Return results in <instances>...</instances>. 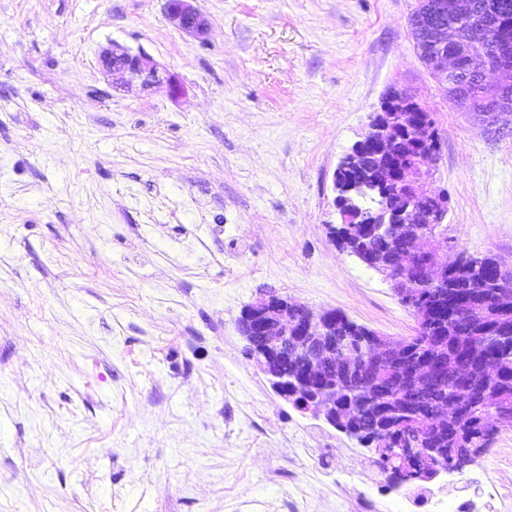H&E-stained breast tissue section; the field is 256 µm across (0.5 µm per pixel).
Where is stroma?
I'll return each instance as SVG.
<instances>
[{"label": "stroma", "mask_w": 512, "mask_h": 512, "mask_svg": "<svg viewBox=\"0 0 512 512\" xmlns=\"http://www.w3.org/2000/svg\"><path fill=\"white\" fill-rule=\"evenodd\" d=\"M418 0H0V512H512V428L424 499L271 388L237 320L260 292L415 335L340 251L333 179L390 88L434 120L439 262L512 267V136L421 62ZM143 52L180 94L112 81ZM196 0H168V19L187 36L203 40L208 31V21L203 14L194 7Z\"/></svg>", "instance_id": "obj_1"}]
</instances>
